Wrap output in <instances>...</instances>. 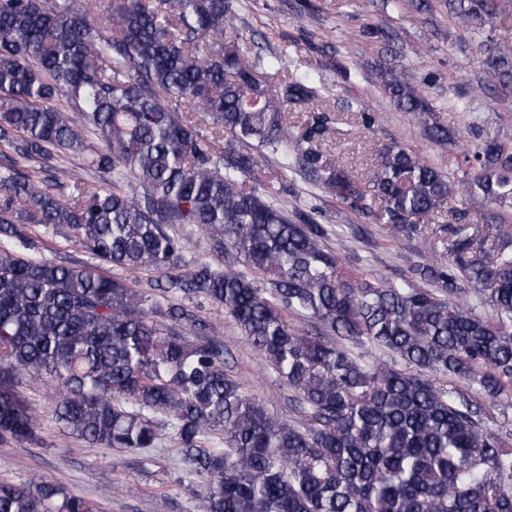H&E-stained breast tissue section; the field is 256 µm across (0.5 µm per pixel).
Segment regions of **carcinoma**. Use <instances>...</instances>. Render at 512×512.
I'll return each instance as SVG.
<instances>
[{"mask_svg": "<svg viewBox=\"0 0 512 512\" xmlns=\"http://www.w3.org/2000/svg\"><path fill=\"white\" fill-rule=\"evenodd\" d=\"M448 6L471 27L512 0ZM91 14L72 0H0V142L40 163L0 170V442L36 437L17 391L27 377L59 391L56 418L90 444L148 457L171 428L186 477L204 479L201 512H512V435L440 383L512 399V145L461 149L452 177L394 142L354 179L321 150L323 79L282 77V57L241 48L233 0H109L98 28ZM479 47L503 87L497 108L511 112L512 46L486 36ZM372 81L426 138L459 147L403 72L383 65ZM290 112L301 114L291 127ZM254 148L275 156L281 190L295 174L394 239L454 196L484 200L491 221L439 225L447 254L398 282L346 278L318 211L288 215L255 178ZM71 155L99 189L63 190ZM24 224L94 262L31 255ZM175 224L203 227L228 263L184 268ZM105 265L152 266L162 280L137 287ZM198 296L224 308L304 421L248 396L223 346L185 336L213 328L188 305ZM0 512L101 508L53 479H0Z\"/></svg>", "mask_w": 512, "mask_h": 512, "instance_id": "obj_1", "label": "carcinoma"}]
</instances>
